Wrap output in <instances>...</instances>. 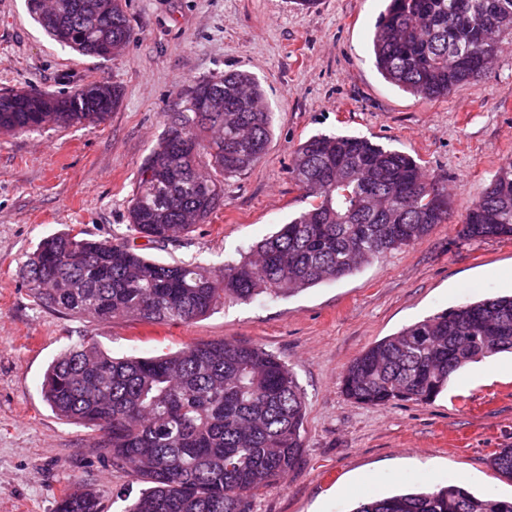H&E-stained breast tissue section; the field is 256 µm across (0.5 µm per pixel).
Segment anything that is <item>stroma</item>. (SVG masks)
<instances>
[{
  "label": "stroma",
  "instance_id": "35a3bbf8",
  "mask_svg": "<svg viewBox=\"0 0 512 512\" xmlns=\"http://www.w3.org/2000/svg\"><path fill=\"white\" fill-rule=\"evenodd\" d=\"M383 0H125L131 40L109 59L60 46L28 0H0V94L119 85L105 120L0 133V512H55L61 491L94 488L123 512L141 484L113 465L89 429L59 419L41 382L67 346L95 338L114 355H156L213 340L256 343L305 393L304 448L253 512H353L368 497L466 485L512 498L488 465L512 446V355L469 364L429 401L367 406L342 389L347 366L402 328L460 304L512 294V240L468 239V207L512 161V39L485 74L448 97L421 99L385 82L371 49ZM252 73L273 114L264 158L226 180L224 204L188 236L146 252L164 262L224 260L307 204L289 167L317 133L370 137L418 160L452 198L447 223L352 274L289 297L228 300L188 323L91 322L37 304L20 276L26 251L68 229L133 238L127 208L138 171L178 111L183 84Z\"/></svg>",
  "mask_w": 512,
  "mask_h": 512
}]
</instances>
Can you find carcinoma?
Segmentation results:
<instances>
[{
	"label": "carcinoma",
	"mask_w": 512,
	"mask_h": 512,
	"mask_svg": "<svg viewBox=\"0 0 512 512\" xmlns=\"http://www.w3.org/2000/svg\"><path fill=\"white\" fill-rule=\"evenodd\" d=\"M28 0L57 43L95 55L127 43L122 0H57L51 16ZM371 39L378 73L423 99L445 97L485 72L512 34V0H386ZM90 81L59 95L28 90L0 95V132L103 119L122 97L100 95ZM182 107L139 169L129 201L135 234L155 245L207 221L224 199V181L263 158L273 115L261 85L246 71L193 80ZM187 140L172 135L175 127ZM293 179L308 206L216 274L203 261L166 263L128 240H89L65 231L24 255L19 274L32 297L54 311L108 323L127 318L187 323L225 299L254 301L335 281L388 252L415 244L445 224L451 198L410 154L364 136L313 135L298 146ZM462 235L512 238V161L469 207ZM512 352V296H498L418 321L372 345L347 367L346 395L366 405L429 401L466 365ZM61 419L95 432L112 462L147 484L124 512H252L263 489L296 465L303 445L305 396L294 371L257 344L210 341L157 356L115 357L97 341L60 353L42 383ZM492 469L512 480V448ZM56 512H103L85 488L66 493ZM353 512H512V499L478 497L450 484L368 499Z\"/></svg>",
	"instance_id": "1"
}]
</instances>
